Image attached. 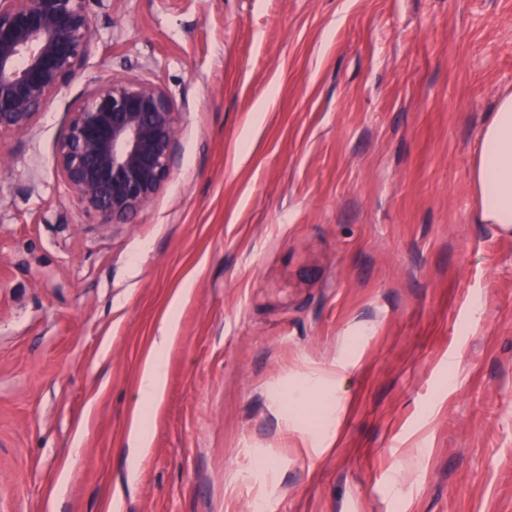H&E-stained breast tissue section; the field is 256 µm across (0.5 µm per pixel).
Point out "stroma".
I'll use <instances>...</instances> for the list:
<instances>
[{
  "label": "stroma",
  "mask_w": 512,
  "mask_h": 512,
  "mask_svg": "<svg viewBox=\"0 0 512 512\" xmlns=\"http://www.w3.org/2000/svg\"><path fill=\"white\" fill-rule=\"evenodd\" d=\"M89 8L81 77L0 138V512H512V234L470 182L512 0ZM113 77L160 84L181 129L123 224L55 165ZM308 383L330 426L290 403ZM171 323L156 336L150 354L145 360L139 377V394L145 403L154 404L158 402L164 391L165 370L163 365V354L168 348L172 337L170 336Z\"/></svg>",
  "instance_id": "1"
}]
</instances>
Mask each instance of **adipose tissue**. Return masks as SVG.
<instances>
[{
	"mask_svg": "<svg viewBox=\"0 0 512 512\" xmlns=\"http://www.w3.org/2000/svg\"><path fill=\"white\" fill-rule=\"evenodd\" d=\"M471 186L479 202V221L512 232V95L502 98L483 124ZM171 342L169 330L155 337L139 377V394L158 402L164 391L163 354Z\"/></svg>",
	"mask_w": 512,
	"mask_h": 512,
	"instance_id": "adipose-tissue-1",
	"label": "adipose tissue"
}]
</instances>
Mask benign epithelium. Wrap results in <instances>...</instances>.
Wrapping results in <instances>:
<instances>
[{
  "instance_id": "1",
  "label": "benign epithelium",
  "mask_w": 512,
  "mask_h": 512,
  "mask_svg": "<svg viewBox=\"0 0 512 512\" xmlns=\"http://www.w3.org/2000/svg\"><path fill=\"white\" fill-rule=\"evenodd\" d=\"M88 2L0 0V137L29 129L79 75L94 37ZM178 136V111L160 85L112 78L74 104L55 164L81 208L117 224L162 189Z\"/></svg>"
}]
</instances>
